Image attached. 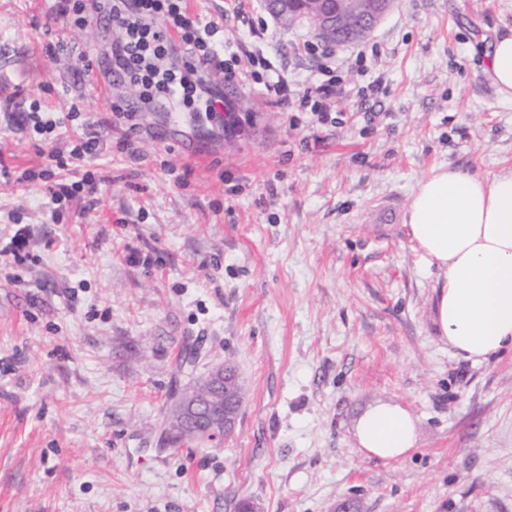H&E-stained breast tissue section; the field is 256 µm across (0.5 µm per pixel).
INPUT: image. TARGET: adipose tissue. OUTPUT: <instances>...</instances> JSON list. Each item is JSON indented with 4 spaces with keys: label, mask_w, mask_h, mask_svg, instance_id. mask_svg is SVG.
<instances>
[{
    "label": "adipose tissue",
    "mask_w": 512,
    "mask_h": 512,
    "mask_svg": "<svg viewBox=\"0 0 512 512\" xmlns=\"http://www.w3.org/2000/svg\"><path fill=\"white\" fill-rule=\"evenodd\" d=\"M485 72L512 101V31L496 35ZM408 236L442 273L436 318L442 340L475 362L512 351V170L491 177L433 169L413 192ZM369 458L398 461L417 447V426L401 404L380 401L358 419Z\"/></svg>",
    "instance_id": "obj_1"
}]
</instances>
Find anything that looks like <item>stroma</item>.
Wrapping results in <instances>:
<instances>
[{
    "label": "stroma",
    "mask_w": 512,
    "mask_h": 512,
    "mask_svg": "<svg viewBox=\"0 0 512 512\" xmlns=\"http://www.w3.org/2000/svg\"><path fill=\"white\" fill-rule=\"evenodd\" d=\"M242 3L246 19L232 16ZM248 34L262 0H187ZM53 0H0V236L28 231L23 263L0 267V512H512V351L474 362L441 341L440 272L402 224L435 167L512 169V102L485 77L512 0H398L368 38L341 46L349 91L318 123L275 92L214 73L239 119L142 108L136 89L99 83L112 32L64 30ZM63 35L67 50L48 52ZM319 39L269 22L264 51L293 86L315 74ZM85 54L90 67L77 59ZM386 73L377 97L360 58ZM83 113L52 144L25 123L32 101ZM135 108L138 134L112 125ZM98 139L101 153L47 170L48 150ZM103 175L95 206L50 215L40 173ZM246 399L223 444L158 442L174 395L225 359ZM379 401L400 403L418 446L367 459L354 437Z\"/></svg>",
    "instance_id": "obj_1"
}]
</instances>
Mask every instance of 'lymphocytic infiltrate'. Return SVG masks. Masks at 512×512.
Returning <instances> with one entry per match:
<instances>
[{
	"instance_id": "f902f5d3",
	"label": "lymphocytic infiltrate",
	"mask_w": 512,
	"mask_h": 512,
	"mask_svg": "<svg viewBox=\"0 0 512 512\" xmlns=\"http://www.w3.org/2000/svg\"><path fill=\"white\" fill-rule=\"evenodd\" d=\"M56 13L71 29H84L97 19L111 26L116 38L110 70L137 89L147 105L163 102L183 112L219 116L224 96L209 87L208 77L219 71L225 80L241 79L243 57L252 66L254 81L293 98L319 121H328L337 100L346 95L330 60L318 65L316 77L305 86L292 88L256 47L267 31L265 24L250 27L247 40L230 46L217 27L188 11L186 0H56Z\"/></svg>"
}]
</instances>
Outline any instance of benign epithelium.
<instances>
[{
	"mask_svg": "<svg viewBox=\"0 0 512 512\" xmlns=\"http://www.w3.org/2000/svg\"><path fill=\"white\" fill-rule=\"evenodd\" d=\"M396 0H266L268 13L279 22L305 18L318 37L331 44H354L369 34L393 9ZM243 383L238 370L226 364L212 367L193 385L179 392L165 421L172 442L193 431L210 442L232 434L242 407Z\"/></svg>",
	"mask_w": 512,
	"mask_h": 512,
	"instance_id": "obj_1",
	"label": "benign epithelium"
}]
</instances>
